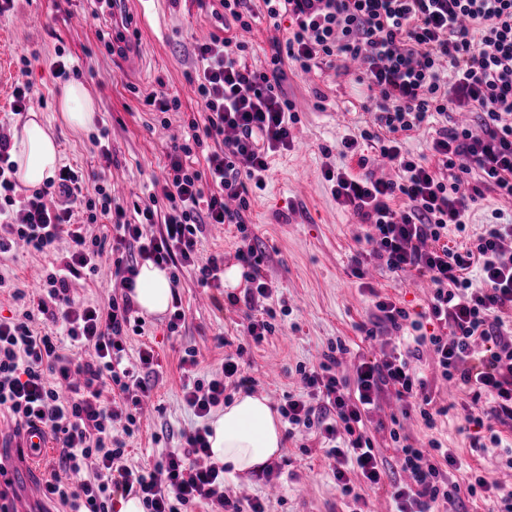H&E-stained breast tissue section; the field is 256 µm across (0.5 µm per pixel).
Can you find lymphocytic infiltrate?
I'll return each mask as SVG.
<instances>
[{"label": "lymphocytic infiltrate", "mask_w": 512, "mask_h": 512, "mask_svg": "<svg viewBox=\"0 0 512 512\" xmlns=\"http://www.w3.org/2000/svg\"><path fill=\"white\" fill-rule=\"evenodd\" d=\"M271 21L288 18L285 50L274 53L268 71L241 61L244 43L211 34L193 48L190 78L203 122L173 143L166 174L148 204L133 210L117 202L110 186L95 195L83 191L82 172L60 168L54 192L61 206L48 205L45 190L18 198L11 143L0 136V261L17 243L38 253L67 239L60 268L47 274L41 298L14 289L21 311L0 317V410L21 428H40L58 448L61 477L46 482L43 495L61 512H112L116 496L138 497L145 512H266L257 499L240 503L224 490V470L211 462L209 427L180 431L177 450L144 470L125 462L124 439L137 427V414L156 378L152 347L140 365L124 363L125 340L140 332L131 292L142 262L165 265L172 283L194 274L204 288H221V256L201 257L198 236L207 224H244L249 187H262L270 157L288 149L295 114L281 94L283 61L301 72L328 65L344 74L358 63V83L367 88L365 111L376 130L343 139L342 157L355 167H329L323 176L338 206L360 224L367 255L353 258L355 276L365 260L393 275L425 277L431 295L424 312L410 314L390 298L375 302L378 318L393 330L414 332L406 352L361 358L352 379L339 377L343 341L330 344L322 362L298 366L306 396H287L281 415L295 430L321 439L349 512H366V498L354 477L372 487L385 476L364 419L382 392L393 394L402 414L419 413L433 425L427 381L415 363L424 351L438 360L443 379L465 394L464 419L476 427L473 450L498 449L500 424L512 421V224L487 225L476 238L452 246L449 230L465 232L466 214L484 190L512 199V0H262ZM456 112L476 113L482 127L453 123ZM444 118L428 154L405 152L401 139L434 117ZM215 150L205 168H196L194 151L205 140ZM397 168L398 179L375 177L370 149ZM467 157L478 172L470 193L455 171ZM112 226L111 238L89 234L98 219ZM159 225L157 235L142 227ZM111 250V279L118 295L92 304L70 295L69 279L97 271ZM237 258L245 268L242 295L230 305L262 302L260 315L246 314L245 331L262 342L276 330L277 311L262 266L264 255L243 239ZM47 326H34L36 315ZM432 333H424V325ZM89 348L94 360L77 350ZM182 362V400L204 418L224 403L226 390L254 386L236 359L228 357L220 375L205 380L195 372V351ZM390 438L412 482L393 494L395 512H463L465 498L485 493L492 512H512V489L489 483L466 469L457 449L432 443L420 448L391 428ZM503 448V447H502ZM466 471V483L454 474Z\"/></svg>", "instance_id": "obj_1"}]
</instances>
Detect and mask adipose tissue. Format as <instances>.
Returning <instances> with one entry per match:
<instances>
[{"label":"adipose tissue","instance_id":"adipose-tissue-1","mask_svg":"<svg viewBox=\"0 0 512 512\" xmlns=\"http://www.w3.org/2000/svg\"><path fill=\"white\" fill-rule=\"evenodd\" d=\"M59 109L71 127L93 126L96 112L92 99L82 85L63 86ZM11 159L15 176L28 186H40L53 177L59 155L56 142L38 114H31L14 137ZM132 298L142 313L164 314L172 301V286L167 269L145 262L136 277ZM210 453L213 462L223 466L227 476L260 471L276 455L283 440L279 415L266 398L243 394L225 405L223 412L209 422Z\"/></svg>","mask_w":512,"mask_h":512}]
</instances>
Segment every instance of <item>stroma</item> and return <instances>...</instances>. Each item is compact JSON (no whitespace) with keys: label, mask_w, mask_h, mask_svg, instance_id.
I'll use <instances>...</instances> for the list:
<instances>
[{"label":"stroma","mask_w":512,"mask_h":512,"mask_svg":"<svg viewBox=\"0 0 512 512\" xmlns=\"http://www.w3.org/2000/svg\"><path fill=\"white\" fill-rule=\"evenodd\" d=\"M136 37L123 51L111 50L115 24L110 12H96L93 0H17L13 11L0 16V63L7 76L0 83V134L13 137L24 123L12 116L16 84L30 83L29 109L49 122L61 164L80 170L87 190L110 182L113 194L125 205L147 198L153 181L162 178L166 151L183 137L191 120L203 114L191 91L188 75L193 69V44L200 33L215 31L216 23L202 0H148L143 11L124 15ZM286 30L268 19H259L243 54L249 68H270L275 44L284 42ZM141 56L138 71L125 69L129 52ZM64 59L72 68L68 77L56 76L53 66ZM282 90L296 111L292 144L275 154L263 189L249 193L246 228L226 224L205 226L199 236L202 256L224 258L225 292H240L242 268L236 253L243 235L257 236L266 254L264 272L275 290L271 301L278 312V326L261 344H254L242 326L245 304L216 303L211 290L184 275L177 286L186 312L180 332L169 335L166 316L146 318L143 332L127 338L130 363H137L143 345L153 347L159 367L158 380L142 403L139 431L127 437V463L152 468L162 454L177 447L167 431L198 426L199 418L182 400L180 360L185 350L198 353L197 371L205 378L221 372L225 356H235L252 376L254 394L279 406L285 395L300 391L295 367L322 361L331 341L342 339L350 347L337 370L353 373L356 353L377 354L394 331L382 330L376 318L374 294L391 297L410 312L423 311L430 295L429 283L420 277L399 278L370 266L365 279L352 274V256L362 245L356 240L358 224L333 198L322 172L342 166L340 142L372 124V113L361 104L367 90L354 76H337L335 68L320 66L297 72L284 63ZM82 84L96 106L93 127L78 130L61 117L59 94L65 83ZM178 97L179 110L161 113L148 105L152 94ZM107 135L111 161H104L94 145ZM68 244L59 240L48 254L18 250L0 272L28 292H38L46 273ZM376 330L367 338V330ZM428 382L433 408L440 414L434 426L417 416L402 419L404 435L412 443L437 441L459 449L468 463L487 481L512 486V468L500 453L471 454L469 429L461 405L465 396L444 380L432 353L417 363ZM398 405L382 393L365 420L376 453L385 461L387 475L380 489L361 487L370 512H391L395 488L409 483L389 436L391 417ZM279 468L274 484L259 474L225 479L228 495L259 498L268 512H347L328 461L318 440L297 433L285 438L272 459Z\"/></svg>","instance_id":"obj_1"}]
</instances>
